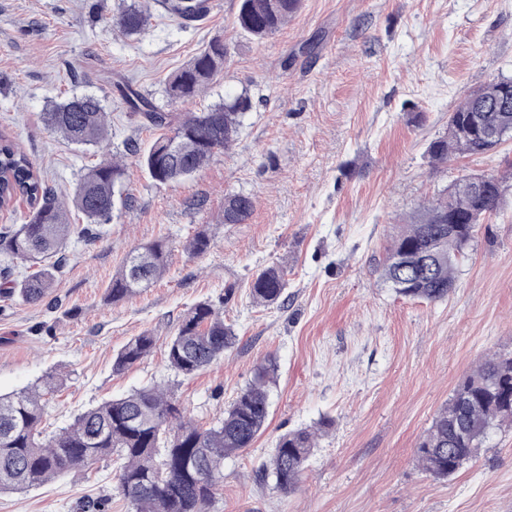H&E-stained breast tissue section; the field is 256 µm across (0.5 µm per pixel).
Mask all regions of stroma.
<instances>
[{"instance_id": "35a3bbf8", "label": "stroma", "mask_w": 512, "mask_h": 512, "mask_svg": "<svg viewBox=\"0 0 512 512\" xmlns=\"http://www.w3.org/2000/svg\"><path fill=\"white\" fill-rule=\"evenodd\" d=\"M120 2L0 0V131L68 198L101 153L67 143L42 114L64 95L97 93L109 153L126 163L116 192L132 199L96 238L69 240L48 299L0 298V393L54 376L43 422L51 431L104 400L166 382L207 427L271 357L278 372L266 427L225 459L214 512H512L511 426L450 478L430 476L416 459L456 384L487 354L512 353V188L479 225L448 299L396 296L375 271L401 219L424 201L457 177L512 168V140L442 165L428 154L468 93L512 77V0H302L261 41L236 27L238 0H213L200 25L139 0L149 27L132 38L116 27ZM215 38L230 48L223 71L172 107L169 75ZM127 82L164 112H199L241 92L252 109L228 152L159 186L124 154L127 139L146 145L158 135L120 99ZM231 191L255 199L246 223L221 221ZM200 231L211 247L188 256L183 244ZM158 239L170 246L163 278L106 302L126 254ZM275 263L288 270L281 309L249 296L254 276ZM219 300L236 345L194 377H178L166 340L192 306ZM145 331L156 338L153 352L113 373V353ZM325 417L332 426L293 492L261 478L280 435ZM85 499L128 512L110 461L2 493L0 512H78Z\"/></svg>"}]
</instances>
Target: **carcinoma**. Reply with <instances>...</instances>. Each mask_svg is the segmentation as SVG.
<instances>
[{
    "label": "carcinoma",
    "instance_id": "1",
    "mask_svg": "<svg viewBox=\"0 0 512 512\" xmlns=\"http://www.w3.org/2000/svg\"><path fill=\"white\" fill-rule=\"evenodd\" d=\"M301 0H240L236 23L257 39L275 33L300 8ZM168 14L191 18L200 13L198 0H166ZM123 35L141 33L147 10L131 3L118 18ZM215 39L186 65L174 72L167 92L173 104L195 98L224 69L228 52ZM512 78L496 79L467 95L449 117L457 131L429 146L433 161L446 163L456 155L481 157L494 150L496 134L512 127V96L502 98ZM125 103L154 129L173 127L143 148L137 141L128 152L137 158L158 185L176 184L192 177L235 140L248 96H229L204 112L184 115L161 112L133 90ZM46 125L77 145H98L108 134L102 100L82 93L65 98L43 113ZM125 176L123 165L102 160L79 178L71 205L44 183L28 155L7 134H0V204L20 197L29 205L25 223L0 229V254L38 264L22 280L0 288V296H19L37 303L51 292L63 256L74 234L92 235L94 228L112 220L115 187ZM468 176L451 182L433 201L421 205L391 239L385 259L376 267L384 283L404 298L439 302L456 285L459 262L476 233L477 224L499 212L507 178L485 175L479 186L467 185ZM85 221L72 223L69 208ZM255 209L253 196L224 195L222 223L244 224ZM211 247L204 232L183 245L199 256ZM169 245L164 240L130 251L106 289V300L120 302L149 287L167 270ZM285 273L278 264L261 270L250 285L253 302L266 307L284 305ZM236 342L232 327L208 301L188 310L166 344L167 361L177 374L191 378L224 357ZM155 336L143 332L128 340L112 356V371L121 373L149 355ZM277 372L275 361L260 364L253 380L224 409V418L209 428L197 426L180 408L174 393L160 386L144 387L105 400L76 415L73 422L45 436L39 429L47 399L57 380L48 376L40 385L0 395V492H18L42 485L69 472L81 471L105 457L113 458L119 493L130 512H212L224 486V459L252 446L269 416V386ZM512 423V353L486 357L453 390L437 413L417 449L421 467L438 479L455 475L473 458L490 432ZM331 421L301 427L279 437L264 477L285 493L293 491L322 432Z\"/></svg>",
    "mask_w": 512,
    "mask_h": 512
}]
</instances>
